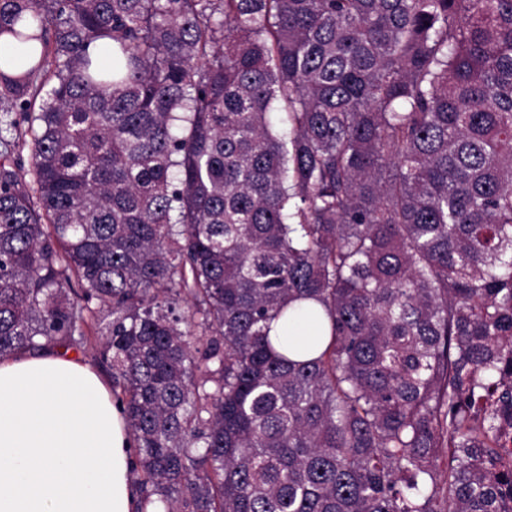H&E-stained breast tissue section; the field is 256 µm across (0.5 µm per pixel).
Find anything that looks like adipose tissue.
Listing matches in <instances>:
<instances>
[{
	"instance_id": "adipose-tissue-1",
	"label": "adipose tissue",
	"mask_w": 512,
	"mask_h": 512,
	"mask_svg": "<svg viewBox=\"0 0 512 512\" xmlns=\"http://www.w3.org/2000/svg\"><path fill=\"white\" fill-rule=\"evenodd\" d=\"M110 385L58 348L0 357V512H136Z\"/></svg>"
}]
</instances>
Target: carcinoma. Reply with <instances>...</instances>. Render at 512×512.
Returning a JSON list of instances; mask_svg holds the SVG:
<instances>
[{"mask_svg":"<svg viewBox=\"0 0 512 512\" xmlns=\"http://www.w3.org/2000/svg\"><path fill=\"white\" fill-rule=\"evenodd\" d=\"M1 36L0 357L94 329L138 512H512V0H0ZM2 135L6 136L9 140L14 138L16 144L14 157L24 165L26 170L29 169V149L28 146L25 145V142L28 144L30 141V135L27 132V125L20 124L15 130L11 129L8 133L3 131Z\"/></svg>","mask_w":512,"mask_h":512,"instance_id":"1","label":"carcinoma"}]
</instances>
